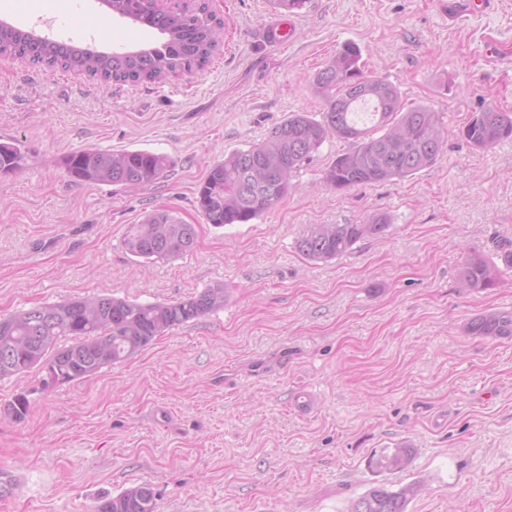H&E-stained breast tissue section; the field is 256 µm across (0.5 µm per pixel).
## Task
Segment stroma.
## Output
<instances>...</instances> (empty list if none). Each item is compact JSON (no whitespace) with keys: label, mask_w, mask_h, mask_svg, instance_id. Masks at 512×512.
Instances as JSON below:
<instances>
[{"label":"stroma","mask_w":512,"mask_h":512,"mask_svg":"<svg viewBox=\"0 0 512 512\" xmlns=\"http://www.w3.org/2000/svg\"><path fill=\"white\" fill-rule=\"evenodd\" d=\"M306 0L278 50L259 37L269 0H206L224 22L210 63L160 83L103 84L0 56V142L25 167L0 176V316L99 294L176 302L220 283L223 309L184 323L132 359L45 390L39 371L0 378V512H92L103 495L149 485L156 512H347L375 481H418L408 512H512V337L468 333L512 312V138H462L487 106L512 112V0ZM111 52L161 36L101 0H0V22ZM352 43L363 71L406 103L444 114L437 163L348 190L323 172L325 142L293 191L260 218L216 227L197 210L209 167L262 141L292 112L317 113L315 74ZM147 149L167 176L138 189L72 181L73 151ZM167 210L196 225L192 253L147 262L129 225ZM384 214V235L328 262L304 258L309 224ZM496 262L493 287L460 284L465 259ZM315 395L309 412L293 402ZM29 399L23 420L7 405ZM407 444L409 467L367 462Z\"/></svg>","instance_id":"obj_1"}]
</instances>
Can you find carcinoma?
<instances>
[{"label":"carcinoma","instance_id":"obj_1","mask_svg":"<svg viewBox=\"0 0 512 512\" xmlns=\"http://www.w3.org/2000/svg\"><path fill=\"white\" fill-rule=\"evenodd\" d=\"M104 2L113 13L161 31L166 37L162 47L108 54L10 27L0 29V54L50 68L61 65L105 82H156L203 67L220 41L223 24L204 3L165 12L154 0ZM360 59L359 47L346 44L315 74L314 85L324 101L319 116L293 112L263 141L211 165L196 197L206 223L248 224L261 216L288 195L294 172L330 138L352 144L324 171L325 183L339 191L408 178L437 162L448 132L440 114L423 104L405 105L397 86L364 75ZM463 136L482 150L511 138L512 113L488 107L464 126ZM25 160L18 143H0L1 175L20 170ZM173 165L165 154L139 149L112 153L84 149L62 158V166L76 181L128 189L156 182ZM388 227L384 214L371 215L359 224H312L297 240V249L307 259L330 261ZM196 238L195 225L160 210L128 227L125 246L137 258L168 260L190 253ZM461 277L467 288L494 285L493 268L480 257L464 264ZM225 299L224 285L217 283L177 302L140 303L91 295L0 318V377L37 368L45 372V389L89 377L134 357L167 331L224 307ZM467 331L473 336L511 337L512 312L484 314L471 321ZM412 458L413 450L400 445L372 455L368 467L379 474L401 472ZM421 489L418 482L395 490L378 483L352 502L348 512H407ZM93 512H155L154 492L142 485L102 496Z\"/></svg>","mask_w":512,"mask_h":512}]
</instances>
